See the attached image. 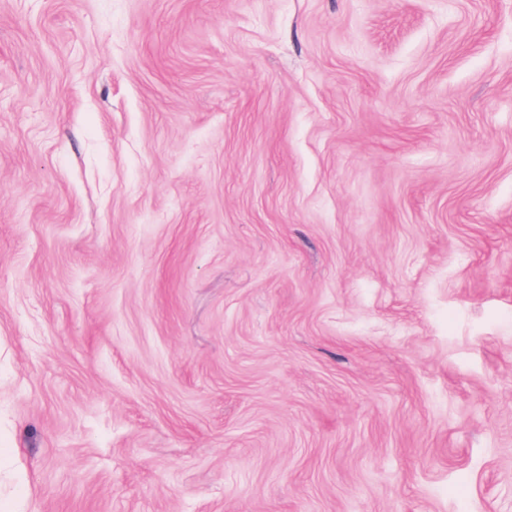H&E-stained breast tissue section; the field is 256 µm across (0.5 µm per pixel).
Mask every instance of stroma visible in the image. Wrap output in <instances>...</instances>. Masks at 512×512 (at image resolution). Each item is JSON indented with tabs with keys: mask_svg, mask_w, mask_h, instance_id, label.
Wrapping results in <instances>:
<instances>
[{
	"mask_svg": "<svg viewBox=\"0 0 512 512\" xmlns=\"http://www.w3.org/2000/svg\"><path fill=\"white\" fill-rule=\"evenodd\" d=\"M512 512V0H0V507Z\"/></svg>",
	"mask_w": 512,
	"mask_h": 512,
	"instance_id": "35a3bbf8",
	"label": "stroma"
}]
</instances>
